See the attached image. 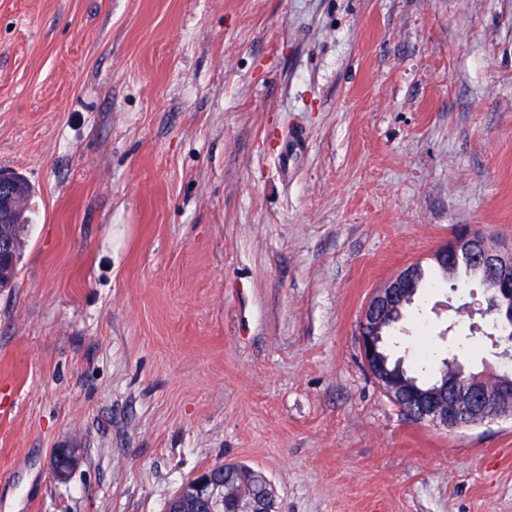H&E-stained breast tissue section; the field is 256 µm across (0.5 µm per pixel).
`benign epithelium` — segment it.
<instances>
[{"label": "benign epithelium", "instance_id": "obj_1", "mask_svg": "<svg viewBox=\"0 0 512 512\" xmlns=\"http://www.w3.org/2000/svg\"><path fill=\"white\" fill-rule=\"evenodd\" d=\"M17 174L0 171V223L14 224L23 214L26 199L19 197ZM468 254L488 275L484 288L486 308L479 313L488 318V337L494 345H505L500 357L512 360V247L505 248L485 236L467 231L442 246L436 258L452 264L460 253ZM415 287L413 269L402 270L369 301L359 324L362 359L388 397L405 402L414 421L456 429L512 415V371L474 374L465 370L458 359L444 360V374L423 387L408 385L387 372L381 351L386 323L401 315ZM80 460L73 443L51 449L50 474L58 481L67 480ZM227 467H206L185 481L169 500L166 512H224V476ZM237 512H277L265 508L251 487L240 484L235 489Z\"/></svg>", "mask_w": 512, "mask_h": 512}]
</instances>
